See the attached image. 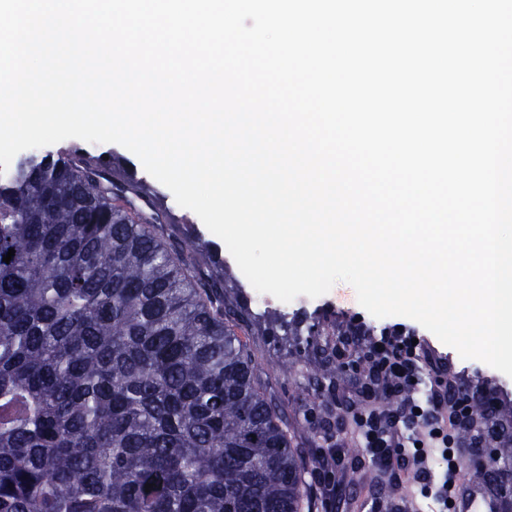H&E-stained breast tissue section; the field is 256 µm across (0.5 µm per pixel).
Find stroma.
<instances>
[{
  "instance_id": "stroma-1",
  "label": "stroma",
  "mask_w": 512,
  "mask_h": 512,
  "mask_svg": "<svg viewBox=\"0 0 512 512\" xmlns=\"http://www.w3.org/2000/svg\"><path fill=\"white\" fill-rule=\"evenodd\" d=\"M313 316L322 323L323 335L295 336L286 327L263 320L243 338L265 395L291 428V445L305 464L303 480L311 481L320 449L339 446L345 450V467L332 512H392L402 504L408 505L409 512H419L416 485L406 474L394 476L371 467L350 430L348 410L339 404L340 399L357 397L366 375L363 353L367 341H356L343 358L336 355L337 344L347 337L351 324H363L368 332L376 333L389 325V318L368 313L359 304L354 288L343 281L322 296L302 295L292 300L289 319L306 322ZM401 323L447 360L461 385L496 394L495 414L476 417L472 428L496 425L494 447L473 452L468 446L472 430H465L460 434L459 453L470 483L493 481L498 491L512 498V456L503 453L504 448L512 447V377L482 361L461 358L413 319L405 317Z\"/></svg>"
}]
</instances>
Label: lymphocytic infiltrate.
<instances>
[{
    "label": "lymphocytic infiltrate",
    "mask_w": 512,
    "mask_h": 512,
    "mask_svg": "<svg viewBox=\"0 0 512 512\" xmlns=\"http://www.w3.org/2000/svg\"><path fill=\"white\" fill-rule=\"evenodd\" d=\"M414 338L395 325L370 344L360 391L366 407L355 415L353 428L378 471L405 466L435 512H448V498L464 473L456 435L467 427L473 402L492 412L497 401L490 392L460 387L447 361L420 352ZM344 458L340 448L319 452L313 494L324 506L336 501Z\"/></svg>",
    "instance_id": "obj_1"
}]
</instances>
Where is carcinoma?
I'll return each instance as SVG.
<instances>
[{
    "label": "carcinoma",
    "instance_id": "cac0c4a2",
    "mask_svg": "<svg viewBox=\"0 0 512 512\" xmlns=\"http://www.w3.org/2000/svg\"><path fill=\"white\" fill-rule=\"evenodd\" d=\"M237 288L123 158L18 162L0 182V512H303Z\"/></svg>",
    "mask_w": 512,
    "mask_h": 512
}]
</instances>
